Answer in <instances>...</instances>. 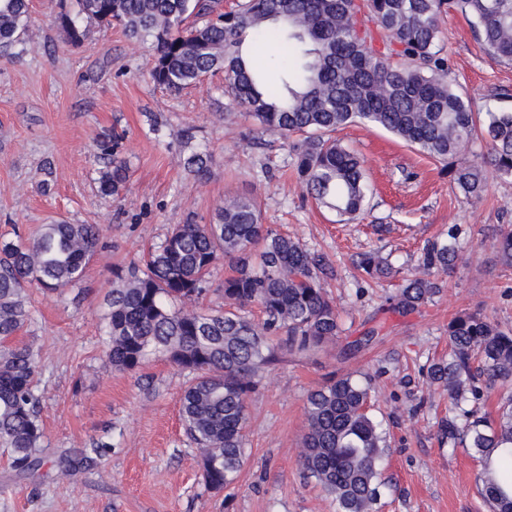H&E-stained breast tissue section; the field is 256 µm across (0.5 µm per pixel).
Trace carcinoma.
Wrapping results in <instances>:
<instances>
[{
    "label": "carcinoma",
    "mask_w": 512,
    "mask_h": 512,
    "mask_svg": "<svg viewBox=\"0 0 512 512\" xmlns=\"http://www.w3.org/2000/svg\"><path fill=\"white\" fill-rule=\"evenodd\" d=\"M62 23L74 42L81 22L116 24L150 44L151 76L180 92L213 73H224V94L262 134L292 142L295 167L307 194L348 223L364 209L366 176L359 156L332 133L359 122L380 127L448 165L452 181L474 200L482 197L487 168L512 179V109L487 113L482 125L472 104L447 79L437 40L441 17L460 11L473 18V34L492 59L512 63V0H78ZM29 0H0V48L20 42ZM283 41L280 84L265 86L245 44L249 36ZM485 152L473 150L476 142ZM211 156L189 147L185 165L206 179ZM128 179L118 145L100 171L104 195ZM99 245L94 224L57 220L29 238L0 241V442L22 473L58 461L43 453V430L32 383L37 361L11 341L30 319L26 292L36 286L63 293L83 280ZM498 262L512 268V225L493 244ZM459 257L454 232L427 242L418 271L401 278L393 307L413 311L440 292L436 271ZM224 310L193 306L221 259ZM357 266L374 281L400 270L375 250ZM333 272L325 257L261 223L250 198L226 197L207 224H177L139 262L113 272L107 292V356L132 371L163 357L196 374L180 400L189 437L204 449L206 486L235 484L246 455V401L262 370L283 347L312 353L342 333L324 281ZM259 307L258 321L241 310ZM448 358L433 361L426 378L448 391V416L438 422L441 443L479 461L478 490L492 512H512V330L478 313L448 322ZM500 392L495 415L481 411ZM372 379L346 373L311 390L301 463L336 512H375L387 457L386 432L372 414Z\"/></svg>",
    "instance_id": "cac0c4a2"
}]
</instances>
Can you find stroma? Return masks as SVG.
<instances>
[{"instance_id": "obj_1", "label": "stroma", "mask_w": 512, "mask_h": 512, "mask_svg": "<svg viewBox=\"0 0 512 512\" xmlns=\"http://www.w3.org/2000/svg\"><path fill=\"white\" fill-rule=\"evenodd\" d=\"M30 13L20 43L0 53V239L63 218L98 225L101 245L78 287L29 289L31 320L15 338L37 355L45 454L82 465L23 476L0 446V512H333L300 451L308 392L343 373L374 377L378 389L374 414L389 444L378 512H489L472 457L438 438L448 395L422 369L447 356L448 322L459 313L512 328V269L492 249L499 225H512V180L488 176L482 199H468L445 164L381 128L350 124L335 137L361 158L370 193L354 222H338L306 196L288 141L259 139L240 116L223 75L169 92L150 77L149 46L120 27L91 24L75 44L53 0H31ZM439 46L479 112L512 107V64L491 60L464 16H444ZM116 132L130 178L106 196L100 147ZM188 132L212 156L202 182L184 167ZM236 195L256 200L262 223L330 261L335 275L325 288L343 333L310 356L282 353L262 372L247 399L244 465L231 488L215 492L180 419L191 373L162 358L134 372L114 369L105 357L106 294L114 266L138 260L173 225L208 223ZM452 229L456 266L438 273L441 292L412 313L391 310L385 291L355 266L358 254L377 249L395 267L415 269L424 244ZM373 327L379 341L343 356L347 342Z\"/></svg>"}]
</instances>
